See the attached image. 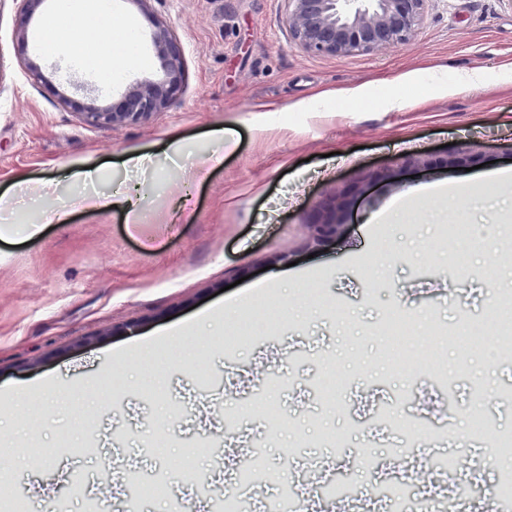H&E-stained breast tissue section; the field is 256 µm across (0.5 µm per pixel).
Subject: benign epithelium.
<instances>
[{
    "label": "benign epithelium",
    "instance_id": "obj_1",
    "mask_svg": "<svg viewBox=\"0 0 512 512\" xmlns=\"http://www.w3.org/2000/svg\"><path fill=\"white\" fill-rule=\"evenodd\" d=\"M20 17L15 41H28V28L46 0H19ZM288 28L296 43L307 51L329 57L381 54L412 41L419 33L429 0H286ZM152 46L163 76L130 87L114 104L94 87L71 82L59 92L60 102L88 124L111 129L135 123L169 108L181 91L184 61L181 46L168 25L154 22ZM359 192L351 186L321 206L308 224V244L321 247L341 233L351 200Z\"/></svg>",
    "mask_w": 512,
    "mask_h": 512
}]
</instances>
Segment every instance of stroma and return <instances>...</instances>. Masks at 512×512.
I'll use <instances>...</instances> for the list:
<instances>
[{"instance_id": "1", "label": "stroma", "mask_w": 512, "mask_h": 512, "mask_svg": "<svg viewBox=\"0 0 512 512\" xmlns=\"http://www.w3.org/2000/svg\"><path fill=\"white\" fill-rule=\"evenodd\" d=\"M112 13L140 36L139 61L127 84L152 80L161 66L148 42L153 21L167 23L184 55L183 89L174 105L146 120L101 129L62 105L52 70L84 82L73 52L111 47L108 25L91 21L81 37H61L59 13L41 14L35 42L55 32L42 53L38 80L14 39L18 6L0 0V386L49 378L54 395L39 394L0 422V496L24 495L60 512H89L68 492L65 470L95 472L85 450L94 438L101 383L110 379L112 424L122 429L121 467L146 463L142 483L171 482L190 463L206 476L217 462L250 455L270 480L287 476L291 448L312 458L337 446L389 463L363 422L372 391H414L437 399L436 379L406 378L386 351L394 316L410 331L436 325L455 332L489 319L497 289H512V191L490 182L482 197L448 200L408 190L464 182L468 172L443 170L447 155L476 156L493 170L512 164V10L501 0H431L416 39L386 53L327 57L292 39L285 0H112ZM471 77L459 92L434 87ZM412 81L400 84L403 74ZM352 85L358 101L332 99L322 112L301 111L319 93ZM403 92L406 109L387 98ZM233 131L224 147L219 129ZM180 140L181 150L168 149ZM150 157L139 172L127 154ZM90 170L94 179L74 174ZM362 193L336 242L307 247V224L344 188ZM139 187L138 222L124 208L102 214L68 210L71 196ZM396 213L375 233L374 222ZM18 224L39 235L13 236ZM317 270L315 280L301 278ZM282 284H275L277 276ZM246 305H239L243 293ZM240 328L250 339L240 362L224 364V336ZM181 337L165 370L150 372L132 343L168 332ZM449 374L477 390L459 419L481 412L512 429V403L486 407L484 397L512 381V363L492 366L482 347H451ZM206 376L211 389L232 381L237 415L249 417L248 441L214 448L181 433L185 417L203 429L224 426L231 410L205 403L186 414L184 402ZM359 386L356 406L316 405L311 386L336 378ZM292 395L286 416L250 412L249 399Z\"/></svg>"}]
</instances>
